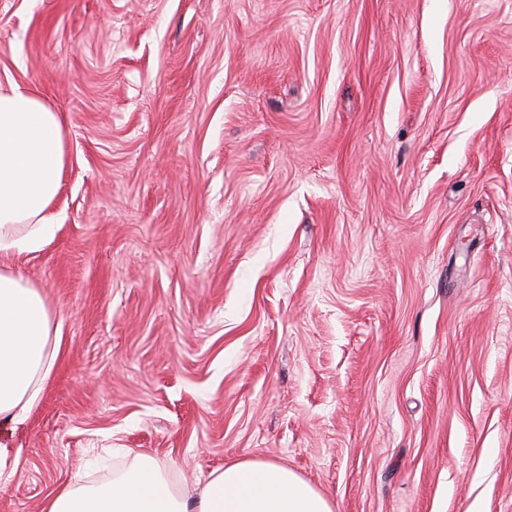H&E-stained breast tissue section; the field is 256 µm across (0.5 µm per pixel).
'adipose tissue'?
Wrapping results in <instances>:
<instances>
[{
    "label": "adipose tissue",
    "mask_w": 512,
    "mask_h": 512,
    "mask_svg": "<svg viewBox=\"0 0 512 512\" xmlns=\"http://www.w3.org/2000/svg\"><path fill=\"white\" fill-rule=\"evenodd\" d=\"M64 128L33 88L0 86V481L20 467L13 435L42 398L58 356V333L38 286L8 264L40 251L57 230L51 207L65 165ZM45 512H334L330 501L288 468L242 460L214 470L198 494L136 455L111 482L60 487Z\"/></svg>",
    "instance_id": "ef3b65f1"
}]
</instances>
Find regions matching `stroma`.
<instances>
[{"instance_id":"obj_1","label":"stroma","mask_w":512,"mask_h":512,"mask_svg":"<svg viewBox=\"0 0 512 512\" xmlns=\"http://www.w3.org/2000/svg\"><path fill=\"white\" fill-rule=\"evenodd\" d=\"M10 82L66 168L0 512L136 453L512 512V0H0Z\"/></svg>"}]
</instances>
